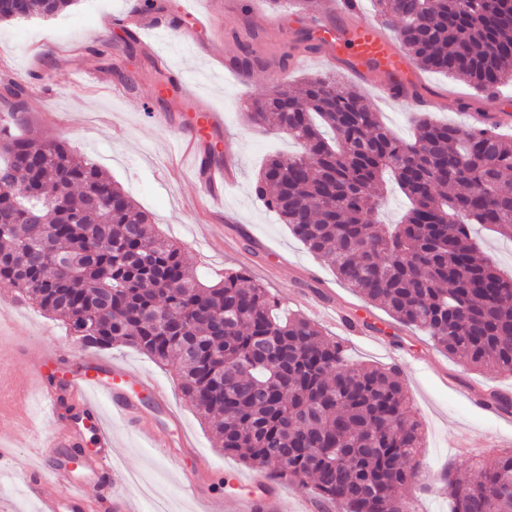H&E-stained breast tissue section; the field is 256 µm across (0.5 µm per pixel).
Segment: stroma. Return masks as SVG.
<instances>
[{
	"mask_svg": "<svg viewBox=\"0 0 512 512\" xmlns=\"http://www.w3.org/2000/svg\"><path fill=\"white\" fill-rule=\"evenodd\" d=\"M166 16L190 30L192 14L211 16L198 42L175 38L158 44L171 65L186 75L179 89L157 96L160 75L140 49L150 31L133 35L115 26L114 18L132 11V0H76L63 18L11 21L0 24V82L24 86L23 122L18 131L43 141L66 140L117 182L153 224L182 246L191 274L222 278L225 271L248 269L279 303L281 311L318 323L333 338H341L348 358L374 365L392 359L371 343L340 330L314 308L303 305L305 295H316L341 307L350 316L381 328L401 349L406 364L401 378L413 416L422 426L423 448L418 457L427 472L425 489L412 488L404 496L413 512H450L446 470L463 474L470 458L456 444L472 439L484 456L512 449V419L499 420L480 411L472 399L486 390L512 395V376L476 370L448 357L420 331L404 327L382 309L369 305L347 288L323 260L305 246L255 196L257 174L273 155H288L294 144L270 127L247 122L244 107L275 84L300 83L318 73H336L327 54L311 53L304 67L293 68L299 49L296 39H283L266 20L272 14L267 0H161ZM260 64L248 81L228 70L225 61L244 54ZM417 84L433 103L431 117L468 126L470 114L458 111L457 102L473 101L474 110L512 117V86H502L489 100L467 82L426 70L416 73ZM369 105L397 136H408L414 114L384 99L376 80L356 83ZM223 112L224 131L212 136L213 159L231 160L236 180L218 201L197 197L187 164L173 149L178 127L191 118L196 101ZM169 113L172 121L158 123L154 115ZM0 337L22 338L26 356L16 369L44 347H55L60 366L56 377L70 375L82 357L74 336L53 315L19 303L11 288L0 285ZM101 361L123 363L152 378L179 413L180 425L193 443L191 450L173 455L111 419L118 456L107 491L133 496L139 512H155L168 502L173 512H199L179 480L183 468L201 469L211 492L228 494V472L251 476L252 468L224 453L214 442L203 417L184 399L177 372L155 363L128 347L95 351ZM39 447L14 452L9 467L0 473V512H38L26 498L22 480L41 463Z\"/></svg>",
	"mask_w": 512,
	"mask_h": 512,
	"instance_id": "35a3bbf8",
	"label": "stroma"
}]
</instances>
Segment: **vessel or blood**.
<instances>
[{
    "instance_id": "vessel-or-blood-1",
    "label": "vessel or blood",
    "mask_w": 512,
    "mask_h": 512,
    "mask_svg": "<svg viewBox=\"0 0 512 512\" xmlns=\"http://www.w3.org/2000/svg\"><path fill=\"white\" fill-rule=\"evenodd\" d=\"M388 29L384 18H364L358 0H330L328 9L303 22L301 34L313 46L339 53L340 67L356 76L385 75V82L379 86L383 96L412 107L426 106V99L413 94V80L403 67V55L392 46ZM223 124L222 113L205 108L193 123L181 127L176 137L177 148L191 157L196 181L207 193L231 179V163L214 164L205 161L202 154L203 143L221 130ZM24 353L23 347L0 341V370L11 371L9 379L0 382V422L11 428L8 437L0 440V460L31 443L35 427L33 398H40L52 416L62 393H69L78 400L84 420L92 423L98 450L85 463L87 476L75 475L61 463L49 465L42 473L32 472L24 480L27 497L37 503L38 512H133L130 500L106 503L97 493L98 481L109 476L114 456L112 429L107 426L105 415L113 413L137 435L159 441L156 424L143 422L140 405L124 385L130 382L147 391L156 409L166 413L170 407L164 393L147 375L121 364L92 359L82 360L78 372L61 388L50 381L57 358L52 348H44L41 357L30 362L25 372H12V365ZM179 476L187 493L201 504L202 512H224L230 500L206 491L200 471L183 470ZM49 483L55 485V493H46L45 486ZM234 485L238 493L231 500L235 501L237 512H279L284 495L279 482L253 476L235 479Z\"/></svg>"
}]
</instances>
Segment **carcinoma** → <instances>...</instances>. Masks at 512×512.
Listing matches in <instances>:
<instances>
[{
  "label": "carcinoma",
  "instance_id": "cac0c4a2",
  "mask_svg": "<svg viewBox=\"0 0 512 512\" xmlns=\"http://www.w3.org/2000/svg\"><path fill=\"white\" fill-rule=\"evenodd\" d=\"M75 0H24L50 18ZM418 69L492 94L512 83V0H375ZM25 89L0 124V283L65 322L94 349L130 347L178 368L185 400L224 453L269 477L308 485L336 512H411L400 490L422 486L412 465L420 424L394 368L351 361L344 345L243 272L205 284L180 246L97 165L63 140L12 132ZM246 118L298 145L259 171L256 195L336 277L448 356L512 374V278L472 241L471 225L512 237V141L493 126L428 117L395 137L358 89L325 74L296 92L274 85ZM410 201L400 224L377 223L385 174ZM445 475L450 512H512V450Z\"/></svg>",
  "mask_w": 512,
  "mask_h": 512
}]
</instances>
